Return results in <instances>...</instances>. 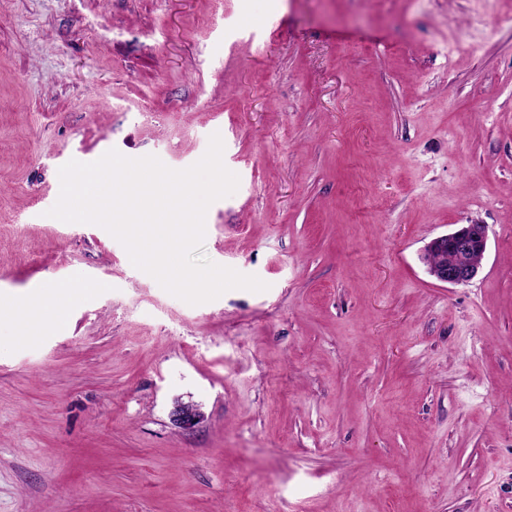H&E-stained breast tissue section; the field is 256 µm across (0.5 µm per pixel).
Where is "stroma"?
Wrapping results in <instances>:
<instances>
[{"label": "stroma", "instance_id": "1", "mask_svg": "<svg viewBox=\"0 0 512 512\" xmlns=\"http://www.w3.org/2000/svg\"><path fill=\"white\" fill-rule=\"evenodd\" d=\"M215 133L203 251L266 291L188 304L48 214L70 160ZM47 282L63 325L0 321V512H512V0H0V298ZM486 248V225L462 224L426 245L425 252L436 256L429 265V274L441 283L467 284L479 274ZM200 417L199 408L191 402L177 401L171 411L172 420L183 428H193Z\"/></svg>", "mask_w": 512, "mask_h": 512}]
</instances>
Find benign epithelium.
I'll return each mask as SVG.
<instances>
[{
    "label": "benign epithelium",
    "instance_id": "7a95c632",
    "mask_svg": "<svg viewBox=\"0 0 512 512\" xmlns=\"http://www.w3.org/2000/svg\"><path fill=\"white\" fill-rule=\"evenodd\" d=\"M486 248V225L463 224L426 245L425 252L436 256L429 265V274L441 283L467 284L479 274ZM200 417L199 408L191 402L178 401L171 411L172 420L183 428L194 427Z\"/></svg>",
    "mask_w": 512,
    "mask_h": 512
}]
</instances>
